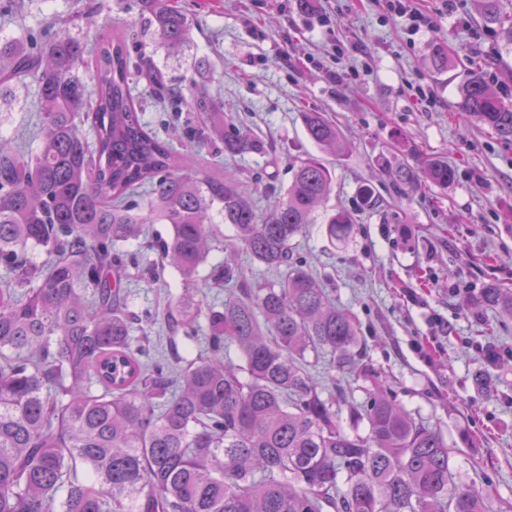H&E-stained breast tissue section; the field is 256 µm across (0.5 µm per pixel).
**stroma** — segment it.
<instances>
[{"label": "stroma", "instance_id": "1", "mask_svg": "<svg viewBox=\"0 0 512 512\" xmlns=\"http://www.w3.org/2000/svg\"><path fill=\"white\" fill-rule=\"evenodd\" d=\"M172 3L194 22L190 43L168 54L139 23L141 43L171 78L189 76L196 60L206 59L207 87L223 100L225 115L266 148L262 155L216 157L187 147L184 155L201 174L235 169L243 180L259 181L253 199L262 213L285 192L290 164L317 151L303 113H325L338 125L346 147L325 158L334 191L295 239L294 253L354 315L364 364L447 441L455 482L478 484L490 474V512H512V319L473 303L488 282L512 288V142L457 108L460 86L475 67L512 101V44L484 25L476 0H414L432 19L430 29L415 34L407 19L385 15L376 0H317L314 17L297 0ZM96 5L103 21L138 16L136 0H24L5 32L56 30L63 16ZM439 44L453 59L443 72L429 65ZM419 85L432 103L414 97ZM36 97L35 82H28L0 137L36 149ZM139 102L144 122L162 136L198 118L170 112L145 91ZM413 150L447 157L456 181L397 193L376 159L396 164ZM364 187L373 194L368 206L359 195ZM341 208L355 215L343 242L331 240L325 224L327 212ZM212 220L219 239L189 287L195 298L218 304L224 291L211 275L233 230L220 213ZM126 283L136 311L157 320L151 349L182 366L204 350V342L168 321V306L188 287L178 272L166 269L153 283L133 268ZM478 369L492 376L488 390L473 382Z\"/></svg>", "mask_w": 512, "mask_h": 512}]
</instances>
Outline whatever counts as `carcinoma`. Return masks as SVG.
<instances>
[{"label":"carcinoma","instance_id":"obj_1","mask_svg":"<svg viewBox=\"0 0 512 512\" xmlns=\"http://www.w3.org/2000/svg\"><path fill=\"white\" fill-rule=\"evenodd\" d=\"M476 2L488 27L512 42L501 0ZM138 4L167 50L190 40L193 22L171 0ZM85 27L95 29L91 46L31 28L0 37V107L35 80L41 132L34 151L0 137V512H487L484 488L454 483L442 435L390 389L349 407L350 426L366 430L349 434L313 377L322 360L366 372L355 318L292 254L333 191L322 160L294 165L286 194L258 214L236 176H200L145 129L134 75L149 92L203 114L182 138L229 156L262 153L263 142L234 127L224 103L192 77L184 99L131 23L117 30L88 15ZM459 106L512 140V102L484 76L469 73ZM303 122L321 151L344 149L323 113L305 112ZM392 177L398 193L446 188L457 169L419 154ZM142 188L144 213L133 200ZM215 206L234 246L282 276L255 284L226 264L221 306L183 297L177 321L193 336L205 319L207 351L176 376L168 362L145 360L154 318L135 313L122 287L138 257L114 247L143 224H169L158 244L162 266L149 272L157 279L167 264L189 284L209 255ZM354 221L343 209L328 215L329 237L345 240ZM38 247L55 256L47 269L30 257ZM478 304L512 316V289L490 282Z\"/></svg>","mask_w":512,"mask_h":512}]
</instances>
